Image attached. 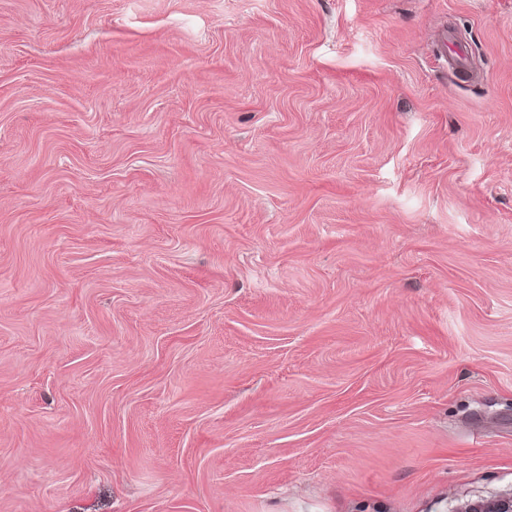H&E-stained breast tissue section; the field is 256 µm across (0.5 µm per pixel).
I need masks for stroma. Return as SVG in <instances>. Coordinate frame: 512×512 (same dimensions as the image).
I'll return each instance as SVG.
<instances>
[{
    "mask_svg": "<svg viewBox=\"0 0 512 512\" xmlns=\"http://www.w3.org/2000/svg\"><path fill=\"white\" fill-rule=\"evenodd\" d=\"M510 491L512 0H0V512Z\"/></svg>",
    "mask_w": 512,
    "mask_h": 512,
    "instance_id": "1",
    "label": "stroma"
}]
</instances>
